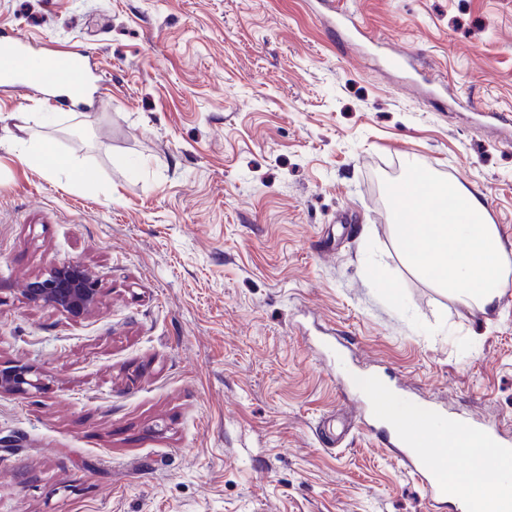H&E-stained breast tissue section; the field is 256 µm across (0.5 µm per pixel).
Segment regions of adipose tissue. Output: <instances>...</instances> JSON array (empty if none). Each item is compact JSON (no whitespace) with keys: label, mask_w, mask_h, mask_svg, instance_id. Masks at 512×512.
<instances>
[{"label":"adipose tissue","mask_w":512,"mask_h":512,"mask_svg":"<svg viewBox=\"0 0 512 512\" xmlns=\"http://www.w3.org/2000/svg\"><path fill=\"white\" fill-rule=\"evenodd\" d=\"M7 146L23 162L51 174L84 184L97 179L94 169L74 163L34 138L15 134ZM391 229L407 269L447 289L465 305L482 309L497 306L512 277V259L479 194L457 182L429 183L410 219L397 220ZM358 384L369 394L382 421L391 425L401 420L415 421L422 446H430L444 434L451 447L463 449L466 472L448 476V495L462 512H502L501 497L481 483L479 472L484 465H494L501 485L512 488V457H497L494 449L481 445L476 438L450 430L442 418L401 399L381 378L362 377Z\"/></svg>","instance_id":"1"}]
</instances>
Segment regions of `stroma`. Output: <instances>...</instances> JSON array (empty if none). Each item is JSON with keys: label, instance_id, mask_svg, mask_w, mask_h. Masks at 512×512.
<instances>
[{"label": "stroma", "instance_id": "obj_1", "mask_svg": "<svg viewBox=\"0 0 512 512\" xmlns=\"http://www.w3.org/2000/svg\"><path fill=\"white\" fill-rule=\"evenodd\" d=\"M19 35L108 84L0 87V137L29 114L97 173L0 148V365L45 383L0 390V512H456L358 426L356 380L512 435V281L484 312L408 270L388 194L460 182L512 255V148L479 116L512 115V0H0ZM64 260L100 288L80 318L26 294Z\"/></svg>", "mask_w": 512, "mask_h": 512}]
</instances>
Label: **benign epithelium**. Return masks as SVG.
<instances>
[{"instance_id": "1", "label": "benign epithelium", "mask_w": 512, "mask_h": 512, "mask_svg": "<svg viewBox=\"0 0 512 512\" xmlns=\"http://www.w3.org/2000/svg\"><path fill=\"white\" fill-rule=\"evenodd\" d=\"M26 291L31 301L50 304L74 318L84 315L98 300L96 283L79 263L70 260L54 263L47 276L31 282ZM42 387L41 378L24 365L0 369V388L29 395Z\"/></svg>"}]
</instances>
